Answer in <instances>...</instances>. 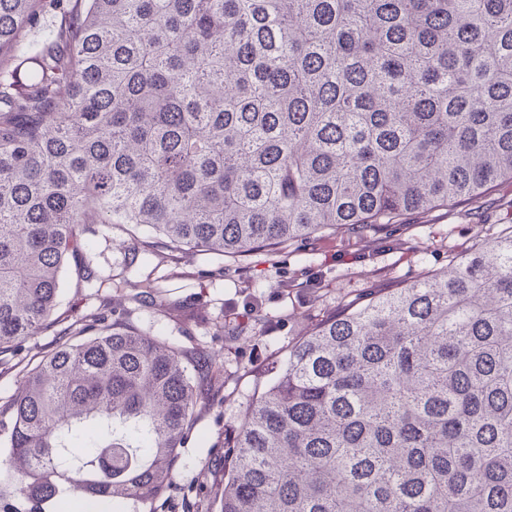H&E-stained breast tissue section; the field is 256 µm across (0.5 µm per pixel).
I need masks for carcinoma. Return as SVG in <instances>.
Listing matches in <instances>:
<instances>
[{
	"label": "carcinoma",
	"instance_id": "carcinoma-1",
	"mask_svg": "<svg viewBox=\"0 0 512 512\" xmlns=\"http://www.w3.org/2000/svg\"><path fill=\"white\" fill-rule=\"evenodd\" d=\"M512 181V0H0V512L160 498L200 352L64 325L101 228L238 258ZM184 512H512V226L321 321ZM60 336L55 335V331H48L38 336H33L21 343L18 355L7 364L0 365V405L13 397L19 387V371L28 362H35L43 355L50 352L59 341ZM19 360L21 365L12 367Z\"/></svg>",
	"mask_w": 512,
	"mask_h": 512
}]
</instances>
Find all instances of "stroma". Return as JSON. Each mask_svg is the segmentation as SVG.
<instances>
[{
	"mask_svg": "<svg viewBox=\"0 0 512 512\" xmlns=\"http://www.w3.org/2000/svg\"><path fill=\"white\" fill-rule=\"evenodd\" d=\"M512 225V183L448 207L407 214L378 231L342 227L239 259L193 254L172 262L163 245L130 262L125 227L98 238L87 259L97 272L126 273L122 295L63 279L62 310L76 318L101 309L129 318L147 334L200 348L221 366L213 395L199 407L192 437L179 450L174 484L136 512H182L183 495L224 478L223 445L288 349L320 320L401 288Z\"/></svg>",
	"mask_w": 512,
	"mask_h": 512,
	"instance_id": "obj_1",
	"label": "stroma"
}]
</instances>
